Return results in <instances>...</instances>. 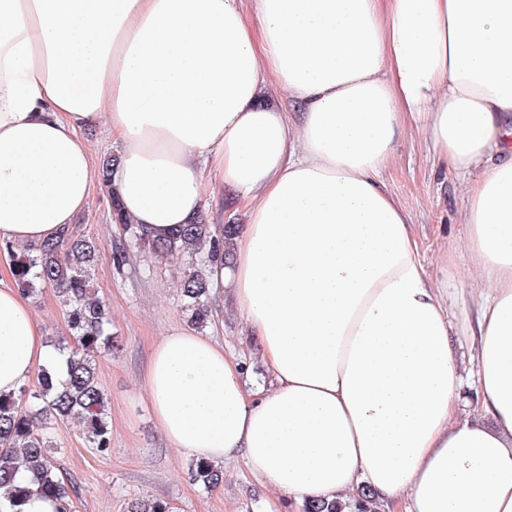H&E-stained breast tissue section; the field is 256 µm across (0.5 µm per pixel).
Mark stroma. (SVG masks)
<instances>
[{
    "label": "stroma",
    "instance_id": "stroma-1",
    "mask_svg": "<svg viewBox=\"0 0 512 512\" xmlns=\"http://www.w3.org/2000/svg\"><path fill=\"white\" fill-rule=\"evenodd\" d=\"M395 154L396 162L384 179L411 211L427 266L432 275H439L438 257L446 251L456 252L465 235L460 222L461 181L442 171L418 130L402 132ZM79 223L105 250L125 247L127 258L123 269L105 260L94 271L99 293L112 311V329L122 344L118 357L102 356L96 361L98 379L110 399L112 451L106 455L94 452L73 422L56 425L52 433L57 465L77 488L71 512H126L128 501L141 497L166 500L174 512H297V504L269 492L239 460L225 464L224 483L216 490L207 492L189 481L188 458L162 437L141 386L152 344L189 324L177 283L182 264L129 243L125 234L113 233L103 187H96ZM470 267L468 255L457 254V285H469ZM211 308L203 335L241 357L247 384H265L267 369L233 312L231 294L214 290Z\"/></svg>",
    "mask_w": 512,
    "mask_h": 512
}]
</instances>
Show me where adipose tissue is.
<instances>
[{
    "mask_svg": "<svg viewBox=\"0 0 512 512\" xmlns=\"http://www.w3.org/2000/svg\"><path fill=\"white\" fill-rule=\"evenodd\" d=\"M0 0V240L34 247L105 185L153 239L202 216L212 182L247 220L228 287L272 382L187 328L142 385L164 439L243 460L308 502L371 490L384 512H512V0ZM296 116L263 101L269 86ZM119 157L102 176L83 132ZM407 126L465 186L481 298L433 279L383 174ZM0 267V395L59 358ZM472 355L454 354L457 332ZM474 367L477 400L456 394ZM87 143L95 154L97 162L100 163L101 157L108 152H112L110 140L107 131L102 126L91 127L84 133Z\"/></svg>",
    "mask_w": 512,
    "mask_h": 512,
    "instance_id": "ef3b65f1",
    "label": "adipose tissue"
}]
</instances>
